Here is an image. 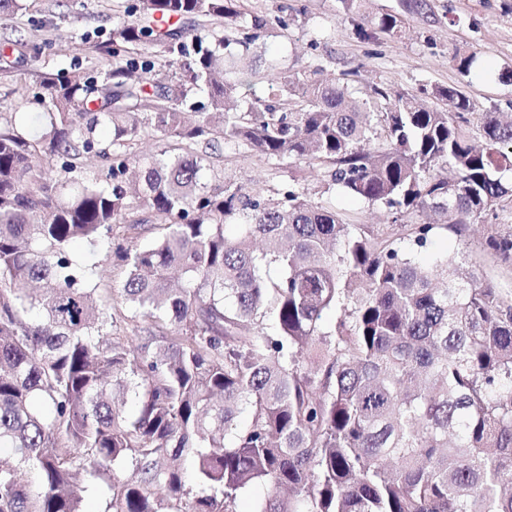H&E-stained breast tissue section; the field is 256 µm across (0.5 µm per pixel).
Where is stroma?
Returning a JSON list of instances; mask_svg holds the SVG:
<instances>
[{
  "mask_svg": "<svg viewBox=\"0 0 512 512\" xmlns=\"http://www.w3.org/2000/svg\"><path fill=\"white\" fill-rule=\"evenodd\" d=\"M135 0H23L24 8L0 24V60L10 55V42L23 40V55L11 71V86H0V115L36 114L50 103L37 82L41 73L83 75L99 86H110L109 66L99 46L109 42L119 19L128 17ZM427 10L407 15L398 37L383 34L363 41L345 19L341 0H246L247 15L284 16L287 29L261 33L258 43L266 56L292 71L321 68L324 76L359 69V93L376 83L393 91L417 94L424 85H454L476 111L500 112L512 117V82L501 79L512 70V0H428ZM180 51L141 50L138 61H150L151 81L165 83L179 72L197 45L221 38L224 27L205 19L174 21ZM475 54L479 66L461 75L450 59L452 50ZM210 183L232 177L253 194L266 197L288 182L299 181L312 189L327 183L324 170L304 163L275 161L248 148L221 142L199 147ZM487 230L478 225L468 232L469 262L480 277L502 291H512V267L502 264L484 248ZM78 259L95 265L102 307L112 306L111 288L123 272L102 252L79 247Z\"/></svg>",
  "mask_w": 512,
  "mask_h": 512,
  "instance_id": "35a3bbf8",
  "label": "stroma"
}]
</instances>
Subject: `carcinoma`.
Segmentation results:
<instances>
[{"mask_svg":"<svg viewBox=\"0 0 512 512\" xmlns=\"http://www.w3.org/2000/svg\"><path fill=\"white\" fill-rule=\"evenodd\" d=\"M340 2L363 41L427 7ZM131 10L105 55L171 49L174 17L230 35L164 86H147L146 61L111 70L107 92L44 75L37 133L0 123V512H85L91 492L103 512H237L255 484L271 496L253 512H512V298L464 247L417 257L438 230L463 237L512 210V122L479 113L477 142L457 89L420 88L430 106L384 83L359 99L355 69L273 66L264 95L242 96L238 67L263 63L260 32L285 18L248 22L243 0ZM100 128L112 139L99 148ZM143 133L176 152L137 154ZM219 141L321 166L328 188L392 223L354 224L297 182L268 198L212 186L196 146ZM82 152L112 187L83 174ZM39 154L62 159L60 177L42 176ZM421 212L439 223H405ZM486 228V249L512 266V224ZM75 242L122 262L117 305L136 349L96 306Z\"/></svg>","mask_w":512,"mask_h":512,"instance_id":"cac0c4a2","label":"carcinoma"}]
</instances>
